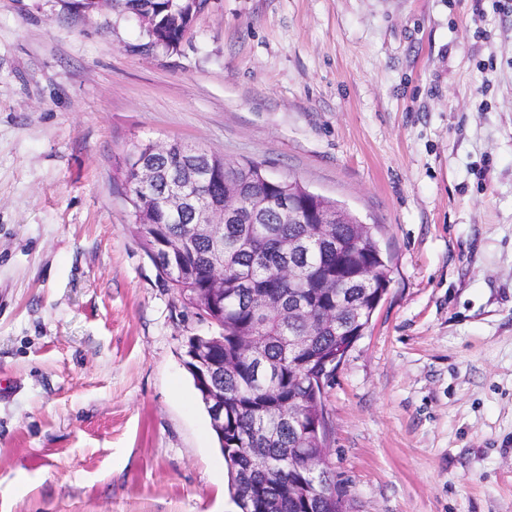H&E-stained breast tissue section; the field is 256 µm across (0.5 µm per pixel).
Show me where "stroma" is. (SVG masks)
<instances>
[{
    "mask_svg": "<svg viewBox=\"0 0 512 512\" xmlns=\"http://www.w3.org/2000/svg\"><path fill=\"white\" fill-rule=\"evenodd\" d=\"M261 163L373 227L391 283L325 388L349 512H512V0H0V512H237L140 244L127 152ZM190 1L194 0H156L154 2L162 20L157 32L160 33V37L164 41L163 46L169 48L168 43L176 41L180 27L191 14L198 10V6L191 8Z\"/></svg>",
    "mask_w": 512,
    "mask_h": 512,
    "instance_id": "obj_1",
    "label": "stroma"
}]
</instances>
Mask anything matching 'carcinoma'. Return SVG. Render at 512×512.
<instances>
[{"instance_id":"1","label":"carcinoma","mask_w":512,"mask_h":512,"mask_svg":"<svg viewBox=\"0 0 512 512\" xmlns=\"http://www.w3.org/2000/svg\"><path fill=\"white\" fill-rule=\"evenodd\" d=\"M162 24L157 28L163 46L176 41L184 22L198 10L190 0H155ZM160 165L176 170L181 164L178 142L158 155ZM224 180L237 183L243 201L268 191L262 181L261 164L235 163L224 168ZM192 217L169 223L164 207H158L147 229L146 252L160 273L167 276L180 297L191 288H208L213 278L212 254L224 247L220 275L224 288L213 302L195 307L196 314L216 323L220 339L191 336L187 340L186 366L199 396H204L198 371L209 363L222 364L212 380L224 387V424H212L230 476L234 502L239 512H342L343 491L332 483L330 496L315 495L313 477L304 458L321 451L315 422L325 416L324 386L336 366L324 360L350 343L359 330L368 327L376 310L372 298L390 284V271L371 231H366L359 259L372 267L370 284L352 288L361 304L356 322L342 331L323 326L314 331L308 345L288 353V338L304 334L306 320L277 312L274 301L296 295L318 313L336 309V289L321 287L322 279L336 274V248L321 242L318 250L296 263V269H281L280 246L300 236L347 237L348 224H279L273 216L253 224L241 208L234 224H223L220 238H192ZM266 340L268 364L253 360L244 346L254 336Z\"/></svg>"}]
</instances>
